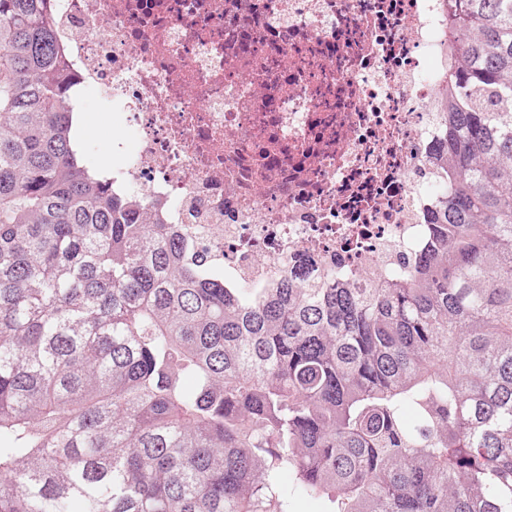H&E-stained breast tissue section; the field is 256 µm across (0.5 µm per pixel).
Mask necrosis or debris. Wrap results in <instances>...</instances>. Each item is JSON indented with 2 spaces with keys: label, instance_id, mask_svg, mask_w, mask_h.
<instances>
[{
  "label": "necrosis or debris",
  "instance_id": "4bbe7bcc",
  "mask_svg": "<svg viewBox=\"0 0 512 512\" xmlns=\"http://www.w3.org/2000/svg\"><path fill=\"white\" fill-rule=\"evenodd\" d=\"M78 100L128 131L116 177L158 223L195 205L255 285L310 259L411 257L444 180V0H50Z\"/></svg>",
  "mask_w": 512,
  "mask_h": 512
}]
</instances>
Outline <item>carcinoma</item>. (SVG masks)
<instances>
[{
    "instance_id": "1",
    "label": "carcinoma",
    "mask_w": 512,
    "mask_h": 512,
    "mask_svg": "<svg viewBox=\"0 0 512 512\" xmlns=\"http://www.w3.org/2000/svg\"><path fill=\"white\" fill-rule=\"evenodd\" d=\"M445 4L428 245L235 288L87 169L48 0H0V512H512V0Z\"/></svg>"
}]
</instances>
